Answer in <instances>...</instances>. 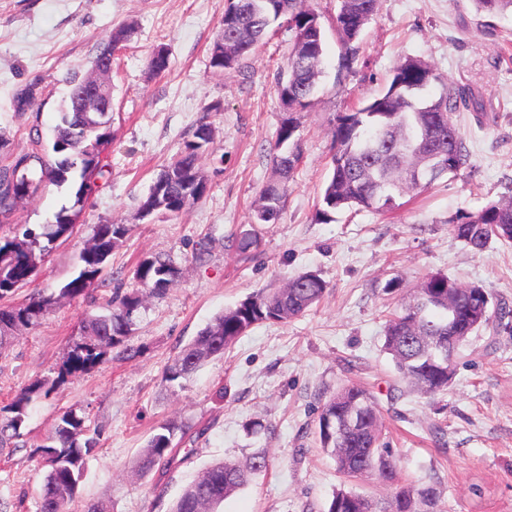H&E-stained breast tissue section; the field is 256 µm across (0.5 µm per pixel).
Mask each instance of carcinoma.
Listing matches in <instances>:
<instances>
[{
    "label": "carcinoma",
    "mask_w": 512,
    "mask_h": 512,
    "mask_svg": "<svg viewBox=\"0 0 512 512\" xmlns=\"http://www.w3.org/2000/svg\"><path fill=\"white\" fill-rule=\"evenodd\" d=\"M479 13H512V0H471ZM379 0H339L332 21L341 47V63L351 70L359 56L358 43L378 11ZM224 65L214 69L238 73L271 29L284 26L292 34L285 65L277 79L281 105L288 117L281 122L273 145L275 178L261 189L250 217L252 224H274L281 219L284 200L299 160L297 118L307 108L323 72L324 29L309 0H226L224 19ZM81 77L66 78L67 106L59 113L50 142L39 129L30 131L31 144L39 151L14 156L0 167V219H11L21 200L43 184L66 188L74 197L50 224L20 225L11 239L0 242V301L27 284L43 265L53 244L73 233L76 220L92 194L95 180L103 176L102 154L112 140L108 119L92 118L74 111L73 94ZM473 95L442 81L430 63L420 56H405L396 65L383 89L359 107L337 116L333 131L334 152L315 220L333 221L337 211L389 212L397 200L415 197L445 178H454L467 165L468 153L452 115L469 107ZM209 127L200 123L194 140L163 165L155 181L171 173L177 179L163 189L170 214L177 215L198 202L207 192L200 157L212 136L200 135ZM437 154L445 170L431 182H417V167ZM451 232L465 245L482 250L492 241L512 242V196L488 201L475 212L459 211L449 220ZM128 232L127 225L105 222L95 225L91 242L79 255V270L59 289V296L84 297L94 289L112 251ZM178 275L172 261L161 255L141 259L133 279L152 293L163 292ZM448 282L443 273L425 277L413 294L386 319L384 351L399 373L424 395L435 396L448 389L454 375V360L470 336L495 321L512 326V313L490 308V294L483 287L458 294L453 314H448ZM327 283L308 271L285 287L247 297L224 310L208 324L167 366L164 382L192 376L206 361L224 356L240 336L253 326L272 321L288 323L311 311L323 298ZM144 296L138 290L114 287L106 311L89 316L80 326L81 338L73 342L57 376L38 379L6 407L0 409V448L20 437L31 402L49 396L65 376L88 372L100 365L111 348L124 345L135 330ZM53 298L34 293L20 305L0 306V350L12 340L18 326H35L49 312ZM379 404L367 390L347 385L324 401L316 421L320 447L333 459L346 479L373 476L395 486L391 498L372 499L346 485L337 487L325 512H437L440 491L430 483L400 481L395 454L382 438ZM175 427L166 425L153 434L134 462L144 476L169 463ZM97 434L85 418L72 410L58 417L47 442L41 446L46 466L39 512H68L80 494L86 457L97 447ZM267 467V456L258 453L246 461L223 459L209 465L187 485L170 512H220L224 500L235 494Z\"/></svg>",
    "instance_id": "obj_1"
}]
</instances>
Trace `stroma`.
<instances>
[{"label":"stroma","instance_id":"stroma-1","mask_svg":"<svg viewBox=\"0 0 512 512\" xmlns=\"http://www.w3.org/2000/svg\"><path fill=\"white\" fill-rule=\"evenodd\" d=\"M225 0H0V136L8 153L29 147V131L49 133L67 98V73L86 72L97 48L120 27L131 37L113 59L112 141L72 237L57 242L42 270L18 288L19 304L51 293L79 264L95 224L129 232L92 299L62 300L33 327L14 331L0 352V408L64 362L82 320L100 311L114 279L137 289L136 263L160 254L179 274L147 298L125 347L91 371L34 400L17 447L0 452V512H37L45 469L40 457L58 416L74 410L99 434L82 479L83 500L112 512H169L207 464L266 453L269 467L227 498L223 512H323L342 481L319 448L321 403L340 387L367 389L382 410L383 440L402 482L436 483L441 512H512V332L480 329L455 359L447 391L428 398L396 371L383 350L386 313L429 274L485 288L512 308V243L476 250L448 221L512 190V15L476 12L469 0H380L353 70L329 23L338 0H312L325 25V74L311 107L297 113L301 159L281 220L254 224L252 209L273 175L270 156L284 117L279 66L292 35L279 29L231 76L210 65ZM167 48L171 67L155 75L147 58ZM424 57L442 79L467 87L477 107L454 113L469 161L419 198L387 213L344 212L320 223L315 210L329 174L337 115L377 94L399 59ZM34 86L26 112L15 94ZM212 141L200 160L206 196L178 216L141 217L139 206L161 167L191 140L200 117ZM73 199L49 185L19 205L14 224H47ZM258 245L243 254L242 234ZM328 284L320 303L289 323L250 329L183 385L168 389L165 368L214 316L248 296L283 286L304 271ZM398 279V291L384 289ZM176 426L169 464L145 477L131 467L160 426Z\"/></svg>","mask_w":512,"mask_h":512}]
</instances>
